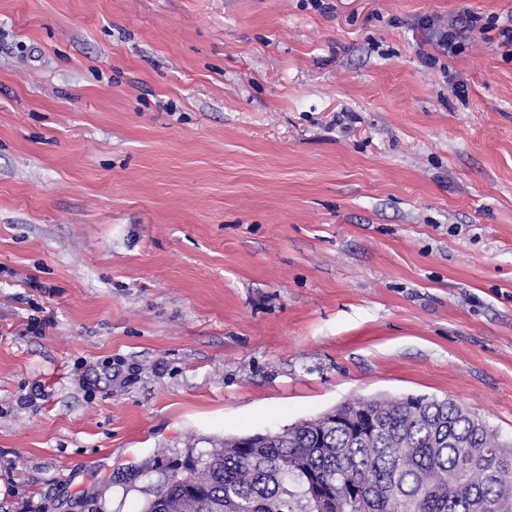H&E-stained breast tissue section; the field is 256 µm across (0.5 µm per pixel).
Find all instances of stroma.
Segmentation results:
<instances>
[{
	"label": "stroma",
	"mask_w": 512,
	"mask_h": 512,
	"mask_svg": "<svg viewBox=\"0 0 512 512\" xmlns=\"http://www.w3.org/2000/svg\"><path fill=\"white\" fill-rule=\"evenodd\" d=\"M323 2L0 0V512L360 396L512 440V0Z\"/></svg>",
	"instance_id": "35a3bbf8"
}]
</instances>
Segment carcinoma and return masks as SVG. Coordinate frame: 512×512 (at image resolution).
<instances>
[{
	"instance_id": "obj_1",
	"label": "carcinoma",
	"mask_w": 512,
	"mask_h": 512,
	"mask_svg": "<svg viewBox=\"0 0 512 512\" xmlns=\"http://www.w3.org/2000/svg\"><path fill=\"white\" fill-rule=\"evenodd\" d=\"M250 448L226 438L143 512H512V444L451 400L356 399Z\"/></svg>"
}]
</instances>
